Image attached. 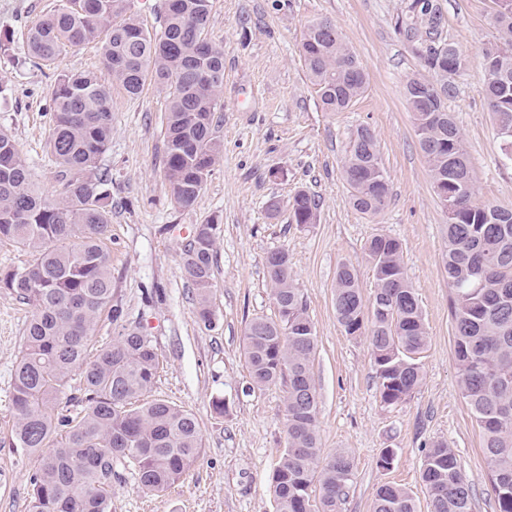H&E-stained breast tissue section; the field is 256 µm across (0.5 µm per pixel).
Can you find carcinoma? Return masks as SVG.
Returning <instances> with one entry per match:
<instances>
[{"label": "carcinoma", "mask_w": 512, "mask_h": 512, "mask_svg": "<svg viewBox=\"0 0 512 512\" xmlns=\"http://www.w3.org/2000/svg\"><path fill=\"white\" fill-rule=\"evenodd\" d=\"M492 21L499 52L483 54L486 97L502 152L512 161V0H495ZM212 0H164L163 26L151 34L129 12V0H65L22 34L28 59L44 66L66 46L105 36L103 68L56 76L53 125L46 147L55 165V194H44L16 142L0 131V240L35 252L32 264L0 271V289L32 309L13 377L16 447L37 456L30 476L29 512H111L112 476L128 465L140 488L160 493L183 480L202 448L195 414L148 393L159 368L152 337L133 329L93 349L102 315L121 318L112 304V267L103 246L112 213L107 175L99 160L112 140L110 89L131 97L151 79L168 89L165 178L173 199L194 204L223 147L212 135L224 92V48L207 39ZM411 35H425V68L444 99L427 105L405 89L435 196L448 195L449 311L459 386L482 436L499 512H512V209L474 201L464 141L445 100L455 95L466 62L442 38L433 0L409 6ZM303 65L323 109L344 112L363 94L365 73L341 34L320 19L303 30ZM353 208L375 217L390 194L374 133L357 128L342 161ZM320 201L305 190L288 202L289 221H317ZM213 224L194 227L183 249L185 276L197 290V317L211 326L216 258ZM374 291L365 298L356 269L338 266L334 299L346 335L369 340L380 403L399 405L423 380L428 333L415 289L403 266L400 241L375 234L364 245ZM290 258L265 259L278 319L257 317L245 331L250 385L284 388L286 447L270 487L277 512H341L354 481L344 450L323 455L318 397L311 375L317 339L307 304L290 275ZM80 371L83 410L56 417L71 373ZM420 478L430 512H473L471 486L445 441L425 453ZM318 497H313V493ZM372 512H417L395 484L379 486Z\"/></svg>", "instance_id": "carcinoma-1"}]
</instances>
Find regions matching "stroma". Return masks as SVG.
I'll return each mask as SVG.
<instances>
[{"label": "stroma", "instance_id": "35a3bbf8", "mask_svg": "<svg viewBox=\"0 0 512 512\" xmlns=\"http://www.w3.org/2000/svg\"><path fill=\"white\" fill-rule=\"evenodd\" d=\"M412 0H213L208 39L224 48V109L213 133L224 158L188 208L170 197L164 176L165 90L146 84L130 97L111 90L112 142L102 156L112 192L105 247L111 257L119 320H101L97 344L125 329L152 337L161 366L149 399L197 417L198 461L184 480L155 494L139 488L121 467L112 481V512H276L270 478L285 449L283 390H249L243 353L247 325L277 319L265 258L286 250L297 288L315 327L312 363L324 454L349 453L355 480L342 512H371L376 488L398 484L417 512H428L420 468L427 448L447 441L472 487L473 512H497L480 432L461 395L454 365V328L443 258L448 215L436 202L412 114L407 81L426 76L421 40L409 38ZM442 36L467 60L449 99L469 154L477 200L512 208V162L504 159L485 92L483 52L493 43V0H438ZM59 0H0V33L13 34L0 53V129L13 135L44 193L55 186L46 142L52 125L51 85L57 74L102 69L98 45L65 48L53 69L24 63L21 35L53 12ZM336 24L363 66V96L347 111H324L300 57L308 22ZM372 128L387 172L390 199L373 218L350 204L342 160L356 129ZM318 196L316 223L298 226L287 211L269 216L270 200L287 203L298 190ZM216 225L217 257L211 305L213 327L196 313V289L181 253L195 225ZM397 238L428 332L421 386L406 402L382 406L366 338L346 336L333 299L336 269L351 263L363 294L374 288L364 244L372 235ZM31 315L0 289V512H28L36 456L12 442V383ZM223 398L224 413L211 409ZM395 451L390 469L382 449Z\"/></svg>", "mask_w": 512, "mask_h": 512}]
</instances>
